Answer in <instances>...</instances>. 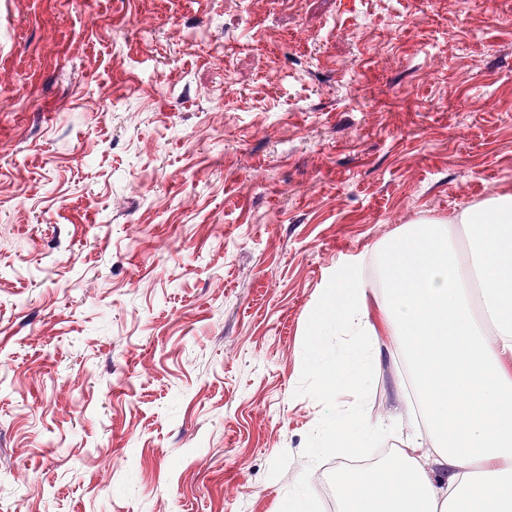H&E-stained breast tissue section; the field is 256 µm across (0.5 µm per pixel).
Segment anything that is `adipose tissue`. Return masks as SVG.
<instances>
[{
    "label": "adipose tissue",
    "instance_id": "ef3b65f1",
    "mask_svg": "<svg viewBox=\"0 0 512 512\" xmlns=\"http://www.w3.org/2000/svg\"><path fill=\"white\" fill-rule=\"evenodd\" d=\"M376 263L378 290L363 266L337 267L307 328L323 403L312 454L400 432L371 415L379 341L407 357L430 428L408 435L412 454L337 473L341 512H512V189L402 226Z\"/></svg>",
    "mask_w": 512,
    "mask_h": 512
}]
</instances>
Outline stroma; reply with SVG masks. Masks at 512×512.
<instances>
[{"mask_svg": "<svg viewBox=\"0 0 512 512\" xmlns=\"http://www.w3.org/2000/svg\"><path fill=\"white\" fill-rule=\"evenodd\" d=\"M508 187L512 0H0V512H281L326 281Z\"/></svg>", "mask_w": 512, "mask_h": 512, "instance_id": "1", "label": "stroma"}]
</instances>
